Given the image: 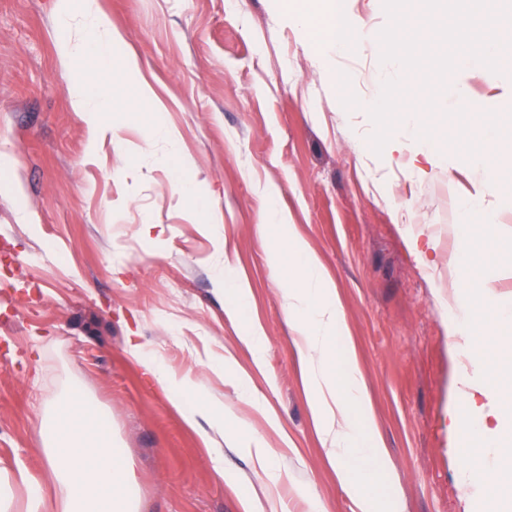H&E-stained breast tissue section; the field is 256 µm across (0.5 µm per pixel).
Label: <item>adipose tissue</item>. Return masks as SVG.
I'll use <instances>...</instances> for the list:
<instances>
[{
    "instance_id": "adipose-tissue-1",
    "label": "adipose tissue",
    "mask_w": 512,
    "mask_h": 512,
    "mask_svg": "<svg viewBox=\"0 0 512 512\" xmlns=\"http://www.w3.org/2000/svg\"><path fill=\"white\" fill-rule=\"evenodd\" d=\"M65 51L76 57L79 77L71 88L79 112L93 129L114 107L135 115L151 114L150 136L174 139L160 119L164 110L149 85L138 79L136 64L118 70L112 50L123 35L105 21L97 0H83L80 12L59 9ZM317 49L349 47L356 33L348 20L346 0H327L321 22L301 17ZM461 258L456 264V312L448 319L449 337L466 336L479 349L471 368L458 371L457 408L448 412V430L468 449L460 471L461 502L470 506L476 489L494 487L489 512H512V431L504 424L512 412V309L498 304L488 268L512 271V237L498 234V218L483 207L480 195L457 203ZM270 242L269 261L282 272L285 313L294 332V348L312 392L315 426L325 455L357 512H375L373 463L385 450L368 426L370 402L353 351L336 349L346 333L342 303L334 282L307 240L285 218L259 225ZM156 383L175 403L193 401L185 419L211 422L205 439L214 445L212 461L223 471L224 403L208 394L201 380L152 368ZM39 437L53 483L45 497L42 483L24 469L0 470V512H14L17 489H24V512H139L134 470L116 448L112 427L87 400L80 386L51 405L39 423Z\"/></svg>"
}]
</instances>
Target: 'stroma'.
I'll return each mask as SVG.
<instances>
[{
	"mask_svg": "<svg viewBox=\"0 0 512 512\" xmlns=\"http://www.w3.org/2000/svg\"><path fill=\"white\" fill-rule=\"evenodd\" d=\"M163 102L193 165L167 163L128 113L98 137L73 104L57 0H0V469L47 478L40 409L68 385L105 411L133 466L140 512H351L315 431L277 273L257 233L267 203L297 224L334 280L348 343L369 389L386 472L377 507L461 512L464 449L448 300L460 239L456 204L481 177L428 163L410 130L399 157L375 154L368 109L387 78L381 0H349L363 38L327 56L296 13L317 0H99ZM349 77L338 97L333 76ZM512 112V69L460 72L447 91ZM195 186L194 203L180 190ZM214 215L209 230L200 216ZM160 235H139L143 224ZM248 300L232 316L218 276ZM266 338L254 352L243 337ZM198 377L266 449L224 435L216 472L202 437L144 362ZM247 377V386L238 378ZM251 503H244L246 489Z\"/></svg>",
	"mask_w": 512,
	"mask_h": 512,
	"instance_id": "1",
	"label": "stroma"
}]
</instances>
